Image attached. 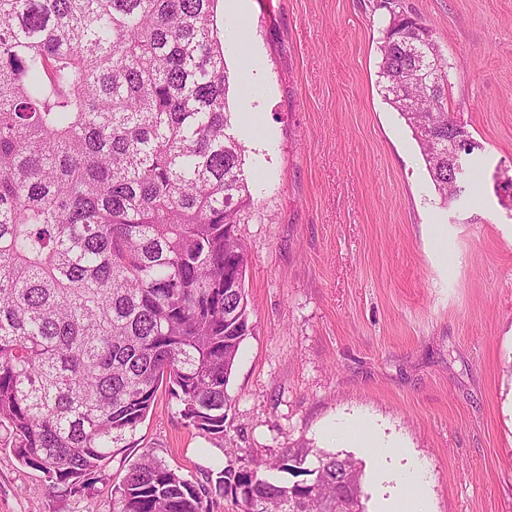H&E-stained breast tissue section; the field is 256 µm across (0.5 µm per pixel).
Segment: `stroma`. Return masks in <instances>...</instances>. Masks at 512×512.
Here are the masks:
<instances>
[{"mask_svg":"<svg viewBox=\"0 0 512 512\" xmlns=\"http://www.w3.org/2000/svg\"><path fill=\"white\" fill-rule=\"evenodd\" d=\"M450 66L448 108L479 147L475 187L450 205L378 84L388 23L376 0H251L262 66L249 91L235 24L219 16L251 217L238 225L253 331L227 387L223 439L159 393L104 481L64 495L0 451V512H111L141 454L187 478L251 465L299 442L353 455L366 512L378 466L327 430L373 422L425 463L430 512H512V0H401Z\"/></svg>","mask_w":512,"mask_h":512,"instance_id":"obj_1","label":"stroma"}]
</instances>
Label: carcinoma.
Masks as SVG:
<instances>
[{"instance_id":"obj_1","label":"carcinoma","mask_w":512,"mask_h":512,"mask_svg":"<svg viewBox=\"0 0 512 512\" xmlns=\"http://www.w3.org/2000/svg\"><path fill=\"white\" fill-rule=\"evenodd\" d=\"M218 0H0V449L63 491L91 489L165 388L188 426L224 436L253 330L237 234L251 206L232 133ZM378 46L385 100L443 204L448 63L398 0ZM311 479L284 485L265 472ZM351 456L296 444L203 481L151 454L112 512H365Z\"/></svg>"}]
</instances>
